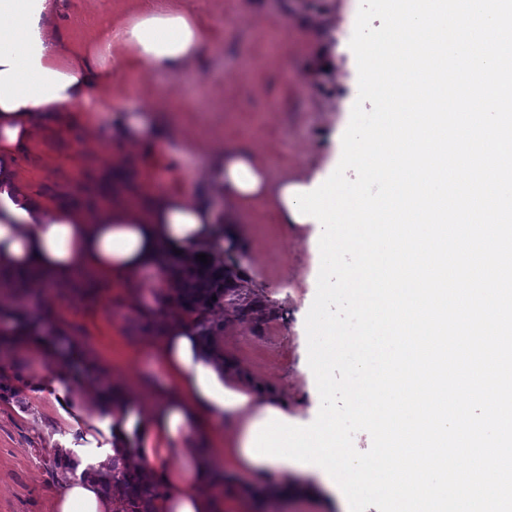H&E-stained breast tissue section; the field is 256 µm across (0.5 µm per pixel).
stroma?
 Instances as JSON below:
<instances>
[{"instance_id":"1","label":"stroma","mask_w":512,"mask_h":512,"mask_svg":"<svg viewBox=\"0 0 512 512\" xmlns=\"http://www.w3.org/2000/svg\"><path fill=\"white\" fill-rule=\"evenodd\" d=\"M359 0H70L61 26L73 49L93 42L107 25L121 28L145 11H186L207 32L204 59L195 69L172 75L146 71L128 50L117 49L112 83L94 88L84 107L63 113L21 163L28 185L46 199L92 206L100 200L112 156L116 107L129 114L160 111L168 129L167 149L139 154L125 174L129 184L156 190L202 189L210 159L205 145L252 143L272 178L321 166L333 155L332 135L352 110L357 79L339 83L320 71L316 52H336L337 66L356 72L349 46ZM312 19L320 28H309ZM307 230L278 223L270 201L248 206L241 226L244 291L262 294L271 314L239 321L229 307L215 309L222 348L239 366L270 382L300 415L315 409L304 365L308 359L306 279L311 255ZM21 297L33 315L52 317L54 328L83 344L114 370L146 375L136 391L151 403L160 371L135 348L148 326L134 315L130 292L109 286L94 298L62 297L40 281L27 280ZM0 401V512H50L52 500L77 469H52V450L78 443L80 431L59 419L49 394L37 395L21 379L9 383ZM224 512H337L320 488L304 495H274L266 485L217 490Z\"/></svg>"}]
</instances>
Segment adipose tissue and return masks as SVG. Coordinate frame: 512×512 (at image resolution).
<instances>
[{"label": "adipose tissue", "mask_w": 512, "mask_h": 512, "mask_svg": "<svg viewBox=\"0 0 512 512\" xmlns=\"http://www.w3.org/2000/svg\"><path fill=\"white\" fill-rule=\"evenodd\" d=\"M66 3L0 0V271L35 269L55 288L72 287L78 272L89 271L98 280L142 289L133 310L158 331L141 346L164 378L148 412L121 384L85 396L71 364L93 373L102 363L81 343L62 344L18 305L3 303L0 337L11 353L0 358V375L11 377L14 355L43 360L28 385L51 392L58 416L84 430V445L64 450L68 466L84 475L66 484L52 512H119V499L104 485L105 473L117 467L136 469L163 487L153 512H221L212 490L240 473L265 479L298 473L295 464L259 461L247 451L254 426L270 412L287 413L288 405L231 358L207 348L193 318L174 312L178 283L165 276L162 258L175 255L191 266L198 255L221 256L224 238L235 237L244 206L255 200H272L281 223H295L290 189L312 187L327 170L310 168L273 182L255 150L241 144L219 152L205 193L157 191L134 204L118 182L102 209L50 203L22 181L20 163L60 113L111 82L114 49H131L143 69L178 74L201 63L206 42L191 13L145 12L120 29L104 27L77 52L61 33ZM218 198L223 207H215Z\"/></svg>", "instance_id": "obj_1"}]
</instances>
